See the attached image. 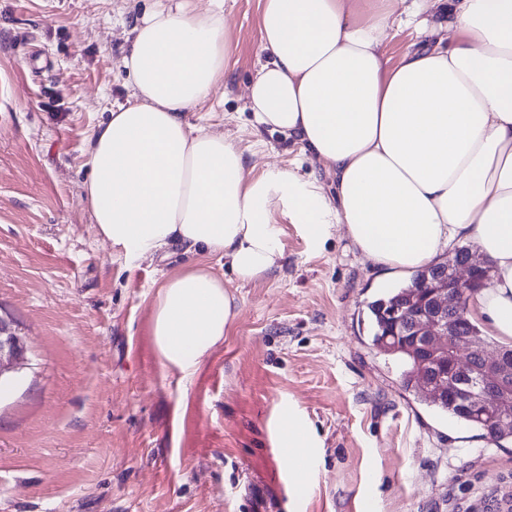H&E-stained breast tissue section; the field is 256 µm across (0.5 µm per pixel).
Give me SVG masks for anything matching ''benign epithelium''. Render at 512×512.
<instances>
[{"label": "benign epithelium", "instance_id": "benign-epithelium-1", "mask_svg": "<svg viewBox=\"0 0 512 512\" xmlns=\"http://www.w3.org/2000/svg\"><path fill=\"white\" fill-rule=\"evenodd\" d=\"M488 261L454 252L436 262L420 292L395 308L407 316L388 345L404 347L427 367L417 389L427 400L448 399L473 413L485 427L512 429V349H489L487 341L464 331L469 303L488 282ZM27 347L12 322L0 317V380L23 369Z\"/></svg>", "mask_w": 512, "mask_h": 512}]
</instances>
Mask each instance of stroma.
Wrapping results in <instances>:
<instances>
[{"label":"stroma","instance_id":"1","mask_svg":"<svg viewBox=\"0 0 512 512\" xmlns=\"http://www.w3.org/2000/svg\"><path fill=\"white\" fill-rule=\"evenodd\" d=\"M155 0H0V317L29 365L0 384V512H485L512 491V442L455 423L401 386L373 346L385 268L344 233L239 282L219 255L137 260L104 240L82 184L88 134L125 103L126 34ZM260 0H224V83L186 120L223 133L249 171L335 175L277 132L255 131L246 87L266 56ZM203 266L237 315L190 377L150 336L166 277ZM301 408L319 444L294 474L271 423Z\"/></svg>","mask_w":512,"mask_h":512}]
</instances>
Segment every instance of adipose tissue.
Returning <instances> with one entry per match:
<instances>
[{
    "label": "adipose tissue",
    "mask_w": 512,
    "mask_h": 512,
    "mask_svg": "<svg viewBox=\"0 0 512 512\" xmlns=\"http://www.w3.org/2000/svg\"><path fill=\"white\" fill-rule=\"evenodd\" d=\"M163 0L127 34L121 65L131 104L88 136L83 184L99 234L137 259L177 246L223 256L243 282L284 257L276 216L322 250L337 227L390 273H410L457 244L474 245L492 277L470 303L490 335L512 340V0H453L448 21L416 36L434 47L390 62L398 0H261L269 60L247 93L254 127L302 143L336 176V195L297 170L253 175L223 135L183 118L224 82V2ZM236 315L223 279L203 267L169 277L152 309L163 366L191 375ZM278 437L317 445L301 409L282 410Z\"/></svg>",
    "instance_id": "1"
}]
</instances>
